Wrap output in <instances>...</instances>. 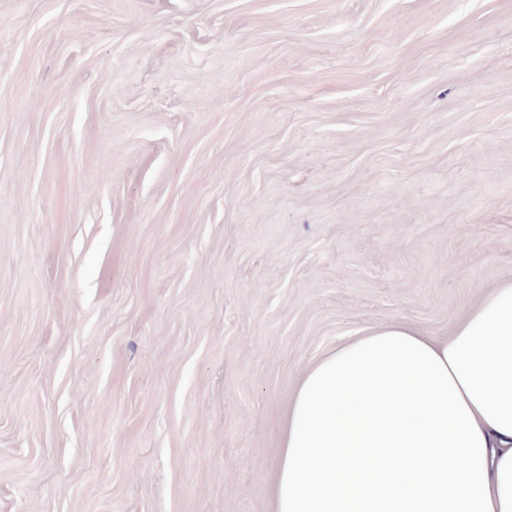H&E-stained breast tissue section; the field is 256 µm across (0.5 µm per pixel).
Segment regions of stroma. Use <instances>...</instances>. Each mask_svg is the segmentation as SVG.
Wrapping results in <instances>:
<instances>
[{"label":"stroma","mask_w":512,"mask_h":512,"mask_svg":"<svg viewBox=\"0 0 512 512\" xmlns=\"http://www.w3.org/2000/svg\"><path fill=\"white\" fill-rule=\"evenodd\" d=\"M512 275V0H0V512H274L303 369Z\"/></svg>","instance_id":"stroma-1"}]
</instances>
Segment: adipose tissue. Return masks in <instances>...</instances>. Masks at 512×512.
Segmentation results:
<instances>
[{
	"instance_id": "1",
	"label": "adipose tissue",
	"mask_w": 512,
	"mask_h": 512,
	"mask_svg": "<svg viewBox=\"0 0 512 512\" xmlns=\"http://www.w3.org/2000/svg\"><path fill=\"white\" fill-rule=\"evenodd\" d=\"M273 494L275 512H512V276L447 338L393 321L310 364Z\"/></svg>"
}]
</instances>
